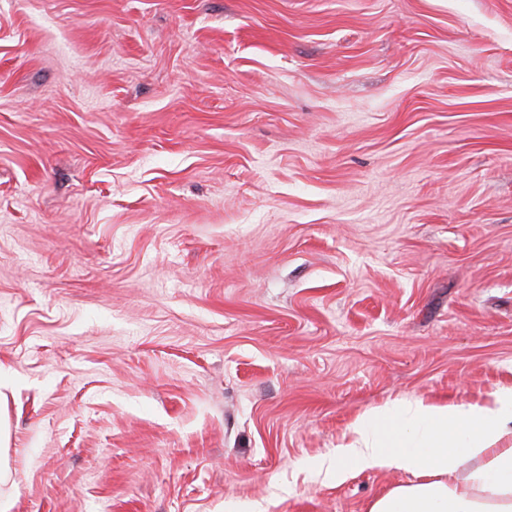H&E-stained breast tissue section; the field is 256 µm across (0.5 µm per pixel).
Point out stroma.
<instances>
[{"label": "stroma", "instance_id": "35a3bbf8", "mask_svg": "<svg viewBox=\"0 0 512 512\" xmlns=\"http://www.w3.org/2000/svg\"><path fill=\"white\" fill-rule=\"evenodd\" d=\"M0 370L8 512H368L512 386V0H0Z\"/></svg>", "mask_w": 512, "mask_h": 512}]
</instances>
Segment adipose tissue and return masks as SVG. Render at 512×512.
<instances>
[{"label":"adipose tissue","mask_w":512,"mask_h":512,"mask_svg":"<svg viewBox=\"0 0 512 512\" xmlns=\"http://www.w3.org/2000/svg\"><path fill=\"white\" fill-rule=\"evenodd\" d=\"M365 470L408 477L368 512H512V387L481 404L397 398L364 412L316 474L339 484Z\"/></svg>","instance_id":"adipose-tissue-1"}]
</instances>
